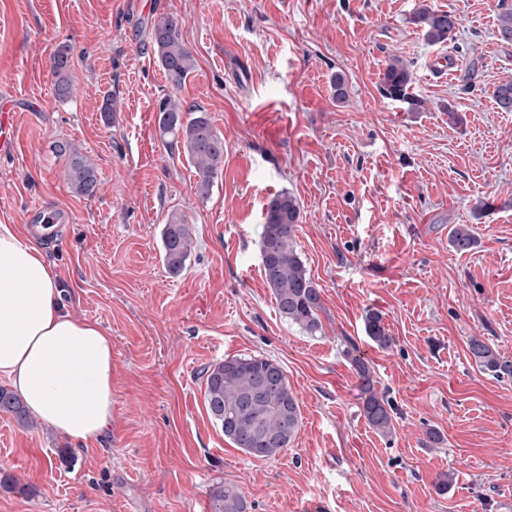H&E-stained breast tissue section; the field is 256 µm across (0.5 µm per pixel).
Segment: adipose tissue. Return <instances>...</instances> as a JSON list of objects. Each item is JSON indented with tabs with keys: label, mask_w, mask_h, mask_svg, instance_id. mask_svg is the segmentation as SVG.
I'll return each mask as SVG.
<instances>
[{
	"label": "adipose tissue",
	"mask_w": 512,
	"mask_h": 512,
	"mask_svg": "<svg viewBox=\"0 0 512 512\" xmlns=\"http://www.w3.org/2000/svg\"><path fill=\"white\" fill-rule=\"evenodd\" d=\"M61 294L41 248L0 223V377L38 419L87 441L112 422V338Z\"/></svg>",
	"instance_id": "adipose-tissue-1"
}]
</instances>
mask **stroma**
Instances as JSON below:
<instances>
[{
    "label": "stroma",
    "mask_w": 512,
    "mask_h": 512,
    "mask_svg": "<svg viewBox=\"0 0 512 512\" xmlns=\"http://www.w3.org/2000/svg\"><path fill=\"white\" fill-rule=\"evenodd\" d=\"M452 12L432 45L408 21L421 3ZM512 0H0V101L15 105L0 153V222L25 227L40 205L65 217L36 243L72 317L112 338V423L88 442L0 413V512H210L238 486L252 512H512V380L481 372L470 338L512 359V112L493 90L512 79L497 16ZM174 17L195 60L182 87L150 49ZM73 48V94H54L50 57ZM455 55L451 77L436 57ZM412 71L417 112L380 90L391 59ZM343 76L346 96L333 82ZM114 112L104 121V94ZM177 97L224 135L208 197L167 152L155 103ZM463 117L448 123L445 105ZM95 165L76 195L56 142ZM297 197L298 252L322 290L324 333L280 318L259 243L269 201ZM192 231L171 276L160 231ZM455 224L478 245L457 255ZM374 310L394 342L377 348ZM355 343L393 408L383 437L361 413ZM238 354L277 360L302 426L279 456L234 448L211 419L203 372ZM442 440L427 444L428 429ZM451 476L447 492L438 481Z\"/></svg>",
    "instance_id": "35a3bbf8"
}]
</instances>
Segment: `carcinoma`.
<instances>
[{
  "mask_svg": "<svg viewBox=\"0 0 512 512\" xmlns=\"http://www.w3.org/2000/svg\"><path fill=\"white\" fill-rule=\"evenodd\" d=\"M410 23L422 29L430 43L443 44L453 39L457 19L448 11L421 4L410 15ZM497 33L501 44L512 45V8L499 14ZM151 47L168 82L174 87L181 86L194 70L195 61L184 46L173 18L165 16L154 21ZM72 51L71 45L63 43L50 58L55 94L62 100L72 94ZM411 82L408 66L393 59L383 74L382 90L386 98L403 101L411 111L417 112L422 101L409 94ZM493 99L501 111L512 112V79L495 87ZM156 112L158 130L166 149L186 156L196 170V192L202 197L208 196L215 176L224 165V135L214 128L206 112L186 108L173 96L158 101ZM55 149L68 157V181L72 190L81 196L94 195L97 172L87 157L69 144L59 143ZM300 213L298 199L288 191L270 200L261 234L260 255L264 277L280 317L304 334L315 336L322 331L319 316L322 298L297 250L296 227ZM449 243L460 254L473 250L478 243L474 227L454 225ZM191 244L190 225L184 217L169 216L161 230V245L163 261L171 275L177 276L185 269ZM364 325L366 335L379 348L391 346L392 337L378 312H367ZM468 349L481 371L495 378L512 377V360L502 357L485 341L473 337ZM344 355L350 359L359 378L364 395L362 415L376 432L391 436L394 431L391 408L374 389L370 366L357 355V347L352 342ZM204 378L207 410L224 432V438L247 455L273 459L288 448L298 434L302 421L300 401L289 384L287 371L279 362L259 355H235L207 367ZM0 412L13 415L21 426L32 424L21 399L2 387ZM250 509L246 495L234 484L224 483L210 493V512H250Z\"/></svg>",
  "mask_w": 512,
  "mask_h": 512,
  "instance_id": "cac0c4a2",
  "label": "carcinoma"
}]
</instances>
